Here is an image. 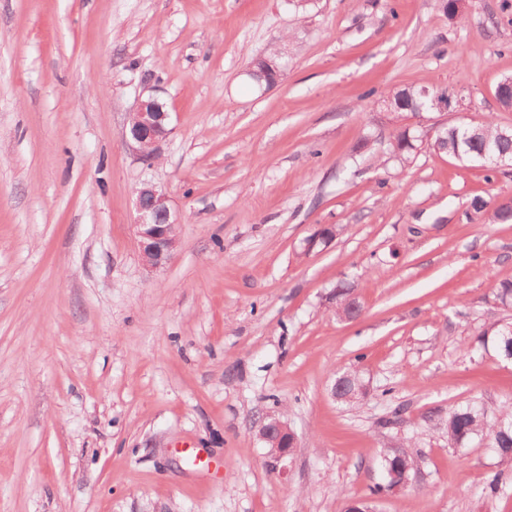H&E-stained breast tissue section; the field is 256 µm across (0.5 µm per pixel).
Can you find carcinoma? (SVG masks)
I'll return each mask as SVG.
<instances>
[{"label": "carcinoma", "mask_w": 512, "mask_h": 512, "mask_svg": "<svg viewBox=\"0 0 512 512\" xmlns=\"http://www.w3.org/2000/svg\"><path fill=\"white\" fill-rule=\"evenodd\" d=\"M426 87L411 85L391 95L389 112L402 117L407 113L417 115L430 111L428 99L423 96ZM504 127L488 116L477 124L461 123L442 131L439 149L460 161L494 165V159L503 154L512 158V140L503 137ZM423 142L422 133H415L407 128L392 133L387 143V153L401 163L408 162L415 156L419 143ZM472 207L478 213L487 216L492 224H504L512 221V208L498 203L488 207V202L481 197L474 198ZM361 311V305L354 295L351 283L341 281L336 285V314L355 316ZM490 336L498 355L503 359L512 358V324L496 323L481 333ZM447 434L448 444L456 447L465 445L471 439L481 436L489 441L501 461L512 463V404H505L494 420H489L485 410L477 404L458 406L448 410L442 420ZM385 465L398 467L406 473L408 480L414 477V460L406 453L397 456L388 450Z\"/></svg>", "instance_id": "1"}]
</instances>
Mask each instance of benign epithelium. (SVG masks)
Segmentation results:
<instances>
[{
  "label": "benign epithelium",
  "instance_id": "1",
  "mask_svg": "<svg viewBox=\"0 0 512 512\" xmlns=\"http://www.w3.org/2000/svg\"><path fill=\"white\" fill-rule=\"evenodd\" d=\"M252 75L269 84L280 77V67L260 57L254 63ZM147 95L138 98L128 121L125 141L136 153L140 162L149 165L160 153V147L173 131L170 114L153 94L145 88ZM136 221L135 233L142 260L146 268L156 271L170 260L177 249L179 217L171 208L169 194L165 187L145 180L135 189ZM273 433L280 447L273 449L272 457L279 462L286 458L295 445V435L279 419H272Z\"/></svg>",
  "mask_w": 512,
  "mask_h": 512
}]
</instances>
